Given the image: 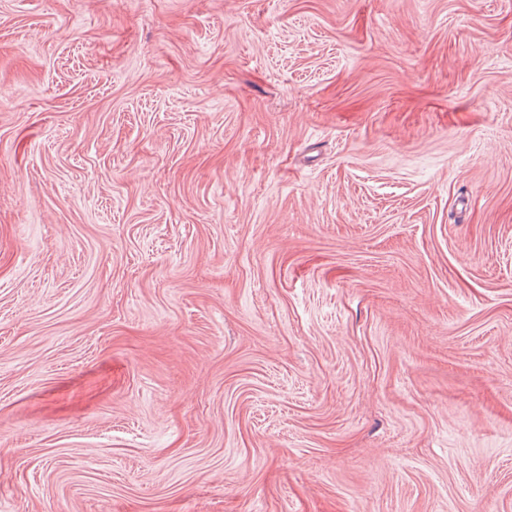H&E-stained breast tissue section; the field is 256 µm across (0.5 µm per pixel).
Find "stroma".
Instances as JSON below:
<instances>
[{
  "instance_id": "35a3bbf8",
  "label": "stroma",
  "mask_w": 512,
  "mask_h": 512,
  "mask_svg": "<svg viewBox=\"0 0 512 512\" xmlns=\"http://www.w3.org/2000/svg\"><path fill=\"white\" fill-rule=\"evenodd\" d=\"M0 512H512V0H0Z\"/></svg>"
}]
</instances>
